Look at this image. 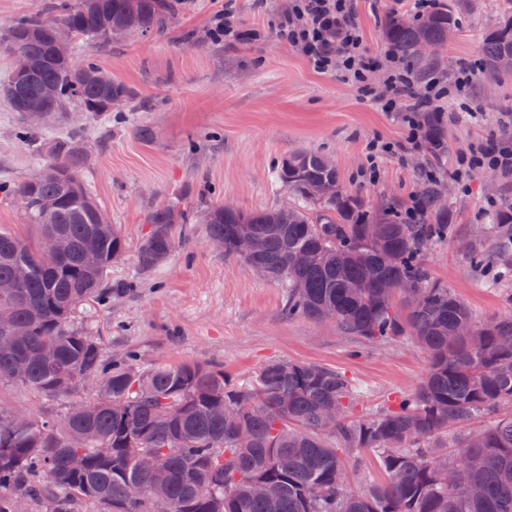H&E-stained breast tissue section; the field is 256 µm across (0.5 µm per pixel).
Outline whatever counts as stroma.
Listing matches in <instances>:
<instances>
[{"label":"stroma","mask_w":512,"mask_h":512,"mask_svg":"<svg viewBox=\"0 0 512 512\" xmlns=\"http://www.w3.org/2000/svg\"><path fill=\"white\" fill-rule=\"evenodd\" d=\"M459 17L455 37L439 56L438 76L474 72L483 41L512 0H448ZM288 0H232L237 21L261 32L258 40L227 46L208 35L214 0H182L167 33H133L111 43L80 45L113 80L134 95L94 116L71 109L66 121L17 135L19 120L0 98V183H18L49 161L48 142L79 139L88 155L82 179L108 223L125 240L124 254L104 277L107 298L77 307L72 325L93 336L112 359L135 353L140 370L183 362L217 364L246 382L269 361L304 362L336 370L360 391L358 413L414 391L424 377L426 353L407 342L377 343L330 322L288 313V290L210 245L204 215L224 202L244 211L296 204L275 180L283 159L298 152L322 155L342 188L375 213H406L427 175H434L458 218L450 239L433 245L426 263L433 276L484 320L512 314V277L491 280L471 265L462 246L491 252L487 216L512 203V173L488 168L457 181V153L496 145L512 149V75L475 76L474 113L459 100L440 106L448 119V151L435 161L426 146L376 161L377 175L361 177L367 145L375 138L404 142L399 115L385 112L333 73L320 74L270 24ZM414 0H359L358 22L367 46L386 55L382 22L410 14ZM150 128V140L136 130ZM180 201L188 221L173 227L170 257L150 270L137 264L150 230V210ZM69 398L49 399L0 383V409L62 418Z\"/></svg>","instance_id":"1"}]
</instances>
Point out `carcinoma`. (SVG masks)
<instances>
[{
    "label": "carcinoma",
    "instance_id": "1",
    "mask_svg": "<svg viewBox=\"0 0 512 512\" xmlns=\"http://www.w3.org/2000/svg\"><path fill=\"white\" fill-rule=\"evenodd\" d=\"M177 0H62L56 14L15 21L0 35V53L44 61L23 81L8 74L3 92L47 96L55 115L77 104L112 111L131 91L99 85L83 60L72 71L73 40L108 43L121 29L161 33ZM458 17L445 3L410 16L389 14L382 37L412 73L424 79L435 59L420 56L425 41L444 43ZM512 54V16L485 37L479 73L497 77L500 57ZM421 133L436 158L448 152L444 117L429 112ZM50 161L36 184L17 183L12 196L30 194L25 214L38 228L28 241L0 230V279L19 283L1 297L26 331L15 348L0 347V382L48 397L69 394L91 377L101 396L79 402L61 419L29 417L19 426L0 416V512L17 498L46 512H512V316L477 324L470 308L434 280L425 255L448 237L454 213L438 186L421 191L416 218L376 215L342 191L325 198L319 187L337 180L319 155L301 152L277 168V181L305 202L258 211L211 208L204 223L226 258H240L242 235L260 247L243 259L285 284L288 314L323 321L336 309V327L371 342L406 339L423 349L429 368L413 392L379 410L352 412L356 386L323 366L271 361L240 384L219 367L185 362L146 373L136 355L104 357L87 333L70 325L80 305L103 298V274L125 241L108 223L80 173L87 156L72 137L47 146ZM179 203L151 210L152 232L138 265L151 269L174 248L173 225L187 223ZM502 253L512 244V203L491 216ZM55 231L62 247L44 251L41 236ZM93 250L99 264L86 265ZM306 252L310 261L297 265ZM255 402L257 410L247 411ZM144 449L167 461L171 475L155 488L135 462ZM369 450L385 475L353 487L357 453ZM82 456L79 471L69 468ZM279 487L274 499L256 495L259 483Z\"/></svg>",
    "mask_w": 512,
    "mask_h": 512
}]
</instances>
